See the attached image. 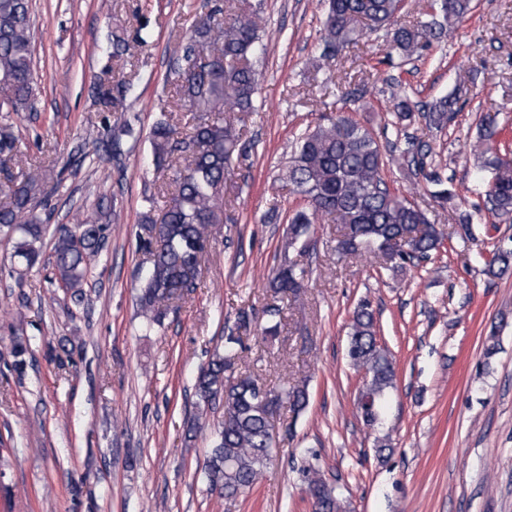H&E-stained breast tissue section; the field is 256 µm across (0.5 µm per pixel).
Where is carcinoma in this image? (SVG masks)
<instances>
[{
  "label": "carcinoma",
  "instance_id": "carcinoma-1",
  "mask_svg": "<svg viewBox=\"0 0 512 512\" xmlns=\"http://www.w3.org/2000/svg\"><path fill=\"white\" fill-rule=\"evenodd\" d=\"M231 10L221 6L201 14L188 40L174 51L177 95L189 111L198 114L192 132L182 134L174 117L161 113L151 133L154 164L163 169L179 162L170 195L152 196L163 201L162 216L143 219V244L151 255L141 281L138 304L150 331L163 325L171 304L199 286L200 261L209 243L212 224L224 215V185L233 156L246 155V144L236 123L254 111L258 76L255 69L267 44L261 37L262 18L252 0H233ZM435 13L428 22H397L402 0H324L323 54L334 55L360 41L367 32L381 28L390 34V47L409 59L419 50L440 42L452 23L472 9V0H434ZM30 0H0V109L17 112L35 93ZM458 98L443 96L419 109L404 95L393 105L394 125L411 123L421 112L429 129L441 130L454 119ZM507 125L482 124L475 144L479 170L491 174L485 194L490 210L512 216V157L501 152L497 137ZM404 154L422 173L430 154L427 143L406 137ZM21 162L16 137L9 127L0 128V231L14 238L13 257L32 267L39 263L49 224L46 212L57 186L47 184L38 172L18 171ZM384 158L378 141L363 125L338 115L305 131L288 160L284 179L304 196L308 207L289 219L286 247H306L311 224L322 217L341 226L336 251L345 256L384 253L389 263L401 267L424 261L442 244L444 233L419 207L390 191L382 177ZM106 225L67 224L53 234L54 268L58 281L80 294L91 264L105 241ZM305 270L282 264L272 279L274 293L298 298ZM227 349L215 353L196 377V408L202 414L223 408L217 437L204 473L208 489L226 498L251 488L264 473L274 444L269 418L287 397L299 411L307 392L294 385L285 394L251 376L229 384L240 338H226ZM348 358L365 371L363 399L357 409L364 423L375 427L387 393L395 385L396 372L387 351L378 344L375 319L369 304L354 311L350 324ZM306 490L315 512H339L333 489L314 470L306 471Z\"/></svg>",
  "mask_w": 512,
  "mask_h": 512
}]
</instances>
